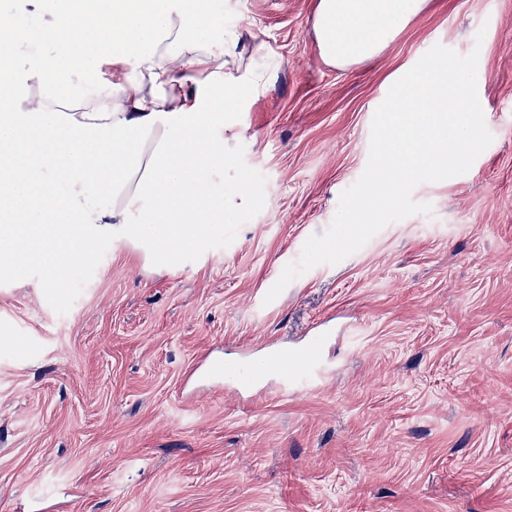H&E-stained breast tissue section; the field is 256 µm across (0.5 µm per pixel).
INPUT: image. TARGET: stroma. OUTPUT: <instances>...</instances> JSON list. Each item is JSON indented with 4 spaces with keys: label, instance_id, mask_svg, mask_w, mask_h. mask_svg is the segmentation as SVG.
<instances>
[{
    "label": "stroma",
    "instance_id": "stroma-1",
    "mask_svg": "<svg viewBox=\"0 0 512 512\" xmlns=\"http://www.w3.org/2000/svg\"><path fill=\"white\" fill-rule=\"evenodd\" d=\"M269 61L214 181L252 205L171 264L120 228L48 281L0 280V512H512V0H430L372 60L327 63L318 0H222ZM483 42H476L477 32ZM478 51L489 147L432 206L264 297L363 173L371 121L430 48ZM330 334L307 342L318 323ZM293 354L248 390L201 358Z\"/></svg>",
    "mask_w": 512,
    "mask_h": 512
}]
</instances>
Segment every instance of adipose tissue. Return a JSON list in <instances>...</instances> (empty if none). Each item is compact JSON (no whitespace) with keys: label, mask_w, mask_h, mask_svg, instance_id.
Returning a JSON list of instances; mask_svg holds the SVG:
<instances>
[{"label":"adipose tissue","mask_w":512,"mask_h":512,"mask_svg":"<svg viewBox=\"0 0 512 512\" xmlns=\"http://www.w3.org/2000/svg\"><path fill=\"white\" fill-rule=\"evenodd\" d=\"M427 5L318 0L321 54L336 65L373 59ZM38 7L35 25L25 7L0 8V277L63 271L90 258L109 226L175 263L203 250L250 201L212 179L240 91L262 80L229 66L240 25L206 0Z\"/></svg>","instance_id":"adipose-tissue-1"}]
</instances>
